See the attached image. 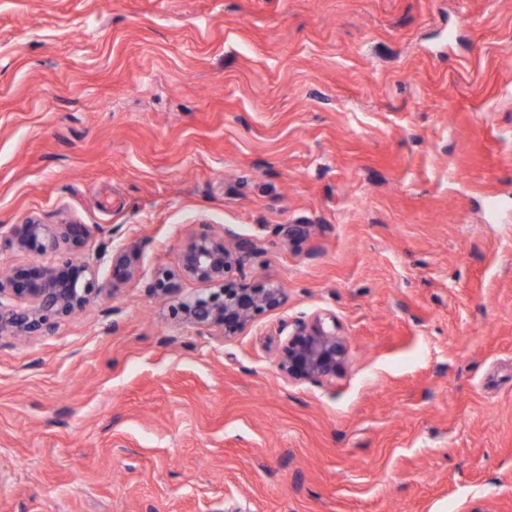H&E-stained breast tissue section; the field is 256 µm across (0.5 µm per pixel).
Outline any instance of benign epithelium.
Returning a JSON list of instances; mask_svg holds the SVG:
<instances>
[{"instance_id":"obj_1","label":"benign epithelium","mask_w":512,"mask_h":512,"mask_svg":"<svg viewBox=\"0 0 512 512\" xmlns=\"http://www.w3.org/2000/svg\"><path fill=\"white\" fill-rule=\"evenodd\" d=\"M14 247L23 253L49 255L34 268L15 267L0 277V339L54 334L59 320L106 294H117L122 284L99 277L97 268L80 259L91 237L89 225L68 215L56 224L30 218L9 228ZM255 251V242L230 229L221 237L201 234L189 239L178 258L179 274L159 269L148 286L149 294L168 299L178 290L176 276L205 285V289L178 298L175 315L180 322L209 336L229 339L261 314L276 309L282 288L268 282L257 288L232 284L233 272ZM112 267L135 279L140 253L134 244L112 248ZM348 347L336 334L335 318L318 315L294 325L277 366L290 380H333L346 363Z\"/></svg>"}]
</instances>
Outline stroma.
I'll use <instances>...</instances> for the list:
<instances>
[{"mask_svg":"<svg viewBox=\"0 0 512 512\" xmlns=\"http://www.w3.org/2000/svg\"><path fill=\"white\" fill-rule=\"evenodd\" d=\"M65 213L139 278L0 339V512H512V0H0V270ZM228 228L220 341L148 286ZM252 239L225 229L222 237L201 234L189 239L178 258L179 276L204 284L202 291L178 297L180 322L209 336L229 339L261 314L276 309L282 288L274 282L257 288L232 284L233 272L255 251ZM277 366L288 380H333L346 363L348 347L336 334L335 318L318 315L294 325Z\"/></svg>","mask_w":512,"mask_h":512,"instance_id":"1","label":"stroma"}]
</instances>
